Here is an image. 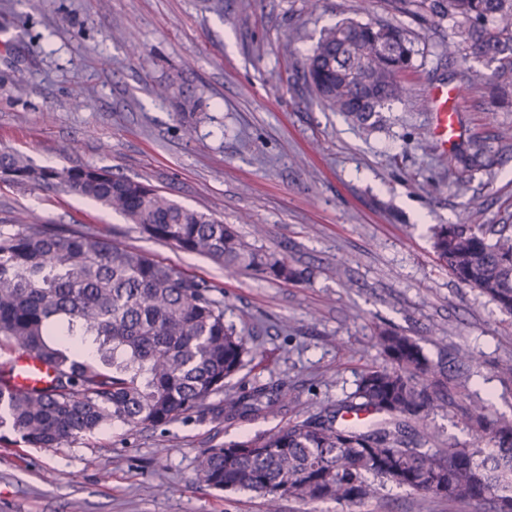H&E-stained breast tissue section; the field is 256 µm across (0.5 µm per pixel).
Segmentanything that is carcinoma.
I'll use <instances>...</instances> for the list:
<instances>
[{"instance_id": "cac0c4a2", "label": "carcinoma", "mask_w": 512, "mask_h": 512, "mask_svg": "<svg viewBox=\"0 0 512 512\" xmlns=\"http://www.w3.org/2000/svg\"><path fill=\"white\" fill-rule=\"evenodd\" d=\"M391 9L448 32L440 56L460 81L491 67V97L512 109V0H390ZM402 25L347 19L323 28L305 56L311 92L331 110L375 128L382 109L408 93L417 68ZM0 178L63 186L123 215L150 238L235 272L301 277L285 258L249 244L231 224L168 199L153 186L92 165L35 166L0 151ZM433 249L459 282L512 314V224H439ZM389 365L366 369L345 399L259 438L207 449L196 480L220 491L359 505L389 485L487 512H512V421L457 396L458 375L411 336L378 333ZM26 350L54 369L46 388L11 387L0 362V431L34 448H60L104 426L159 427L224 392L250 350L224 321V298L203 280L116 243L89 227L0 225V351ZM288 392L257 384L224 399L218 414L249 420L277 413ZM446 410L474 433L471 445L430 448L427 418ZM372 411L368 423H342Z\"/></svg>"}]
</instances>
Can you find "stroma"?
Returning a JSON list of instances; mask_svg holds the SVG:
<instances>
[{"label": "stroma", "instance_id": "35a3bbf8", "mask_svg": "<svg viewBox=\"0 0 512 512\" xmlns=\"http://www.w3.org/2000/svg\"><path fill=\"white\" fill-rule=\"evenodd\" d=\"M345 18L409 28L425 63L410 92L365 129L325 108L300 62L324 27ZM295 57H284L283 38ZM442 39L386 0H0V150L54 167L94 165L142 181L235 225L254 248L287 258L301 280L230 274L155 241L99 203L0 181V225H88L224 296L256 357L226 380L238 394L285 383L278 415L227 421L219 397L159 428L108 426L60 448L0 439V512H266L263 496L195 483L201 453L263 434L352 392L385 364L376 332L413 336L432 361L473 353L460 387L512 420V315L441 267L438 224H512V112L486 86L464 88L460 137L436 150L423 101L451 86ZM182 95L198 98L192 117ZM482 150L463 184L449 174ZM280 512H480L387 487L358 508L283 498Z\"/></svg>", "mask_w": 512, "mask_h": 512}]
</instances>
